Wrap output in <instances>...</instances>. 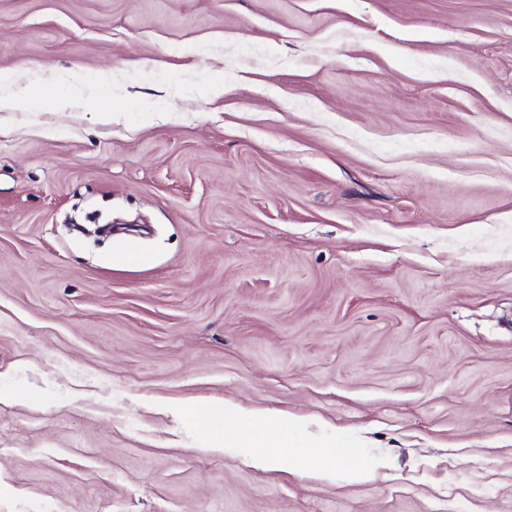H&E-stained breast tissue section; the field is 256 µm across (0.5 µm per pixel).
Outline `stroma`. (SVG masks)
<instances>
[{
    "label": "stroma",
    "instance_id": "1",
    "mask_svg": "<svg viewBox=\"0 0 512 512\" xmlns=\"http://www.w3.org/2000/svg\"><path fill=\"white\" fill-rule=\"evenodd\" d=\"M75 72L0 111V512H512V0H0V96ZM41 103V90L39 86H31L21 96L3 98L0 101V110H22L32 107H39ZM202 412V413H200ZM198 412L203 423L208 427L211 438L207 451L219 452L223 448H288V445L279 436H271L264 431H258L245 439L238 429H233L224 424V420L237 419L241 422H251L253 425L269 420V417L261 412L254 411L244 414L231 406H207Z\"/></svg>",
    "mask_w": 512,
    "mask_h": 512
}]
</instances>
